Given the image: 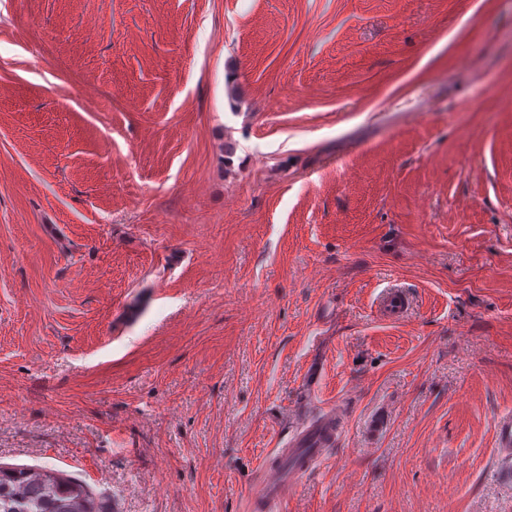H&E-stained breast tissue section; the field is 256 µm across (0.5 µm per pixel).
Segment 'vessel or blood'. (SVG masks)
Listing matches in <instances>:
<instances>
[{"label": "vessel or blood", "instance_id": "b4317fda", "mask_svg": "<svg viewBox=\"0 0 512 512\" xmlns=\"http://www.w3.org/2000/svg\"><path fill=\"white\" fill-rule=\"evenodd\" d=\"M335 416H328L313 424L302 425L283 449L275 466L263 468L260 473L256 500L266 506L267 512H280V505L298 479L324 456L335 440ZM495 447L502 456L512 457V412L500 413L495 420Z\"/></svg>", "mask_w": 512, "mask_h": 512}]
</instances>
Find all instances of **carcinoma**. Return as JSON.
I'll use <instances>...</instances> for the list:
<instances>
[{
	"mask_svg": "<svg viewBox=\"0 0 512 512\" xmlns=\"http://www.w3.org/2000/svg\"><path fill=\"white\" fill-rule=\"evenodd\" d=\"M0 512H108L79 480L0 464Z\"/></svg>",
	"mask_w": 512,
	"mask_h": 512,
	"instance_id": "carcinoma-1",
	"label": "carcinoma"
}]
</instances>
